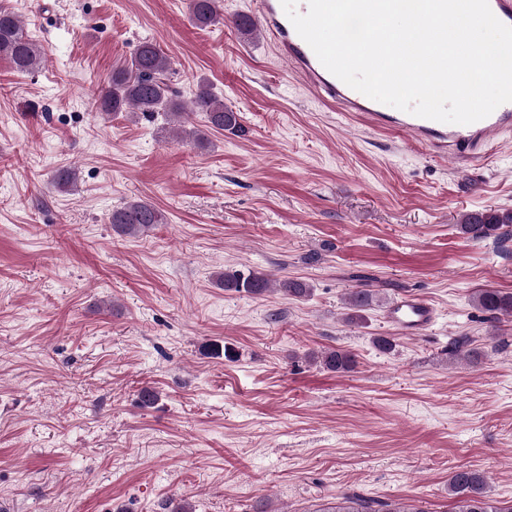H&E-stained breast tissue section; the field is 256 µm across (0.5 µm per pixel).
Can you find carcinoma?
<instances>
[{"label":"carcinoma","mask_w":512,"mask_h":512,"mask_svg":"<svg viewBox=\"0 0 512 512\" xmlns=\"http://www.w3.org/2000/svg\"><path fill=\"white\" fill-rule=\"evenodd\" d=\"M190 20L203 29L223 20L220 0H190ZM45 54L44 48L25 31L19 14L14 8L0 5V57L7 59L15 71L31 74L37 71ZM171 61L154 43L137 44L130 64L115 69L106 87L100 91L98 109L106 114L131 112L146 118L162 113L188 122L189 113L184 111L179 92L171 86ZM194 108L206 115V128L183 127L181 139L203 146L211 131L231 134L242 131L239 113L224 106L210 87L202 80L198 83L193 99ZM112 231L119 236L138 237L158 224L166 223L164 213L141 198H132L112 210L108 217ZM512 224V210H484L462 216L460 230L472 240H484L496 235L504 225ZM217 282L226 291L261 295L271 284L267 273L250 270L244 272L226 269L217 276ZM278 287L283 294L295 299L308 297L312 288L298 279H280ZM376 293L367 288H354L347 293L346 304L351 313L347 320L355 323L362 319L361 312L371 307ZM474 305L495 322L512 321V293L486 288L477 291ZM320 367L345 374L356 367L355 356L340 348H331L313 357ZM448 495L455 498V512H512V504L505 505L489 496L487 476L479 470L461 468L448 478ZM317 512H424L417 507L399 503L364 499L345 495L336 505Z\"/></svg>","instance_id":"cac0c4a2"}]
</instances>
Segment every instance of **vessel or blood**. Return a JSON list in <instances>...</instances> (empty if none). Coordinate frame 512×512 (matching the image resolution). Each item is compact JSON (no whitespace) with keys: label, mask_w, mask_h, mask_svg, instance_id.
<instances>
[{"label":"vessel or blood","mask_w":512,"mask_h":512,"mask_svg":"<svg viewBox=\"0 0 512 512\" xmlns=\"http://www.w3.org/2000/svg\"><path fill=\"white\" fill-rule=\"evenodd\" d=\"M265 38L274 45L278 57L318 98L338 112L359 118L375 132L406 135L412 143L428 147L438 157H451L461 166H469L483 152L512 137V102L500 105L486 118L469 125L442 123L408 112L388 111L350 88L332 75L319 61L309 45L298 35L287 17L281 0H253ZM390 321L407 335H419L435 322V311L424 299L408 296L394 303Z\"/></svg>","instance_id":"b4317fda"}]
</instances>
